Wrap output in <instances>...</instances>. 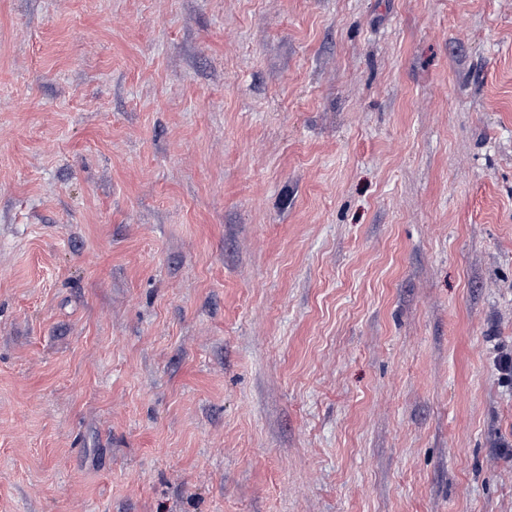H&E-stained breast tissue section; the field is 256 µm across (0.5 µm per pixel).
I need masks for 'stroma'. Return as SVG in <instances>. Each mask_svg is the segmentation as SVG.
Returning <instances> with one entry per match:
<instances>
[{
  "label": "stroma",
  "mask_w": 512,
  "mask_h": 512,
  "mask_svg": "<svg viewBox=\"0 0 512 512\" xmlns=\"http://www.w3.org/2000/svg\"><path fill=\"white\" fill-rule=\"evenodd\" d=\"M512 0H0V512H512Z\"/></svg>",
  "instance_id": "obj_1"
}]
</instances>
